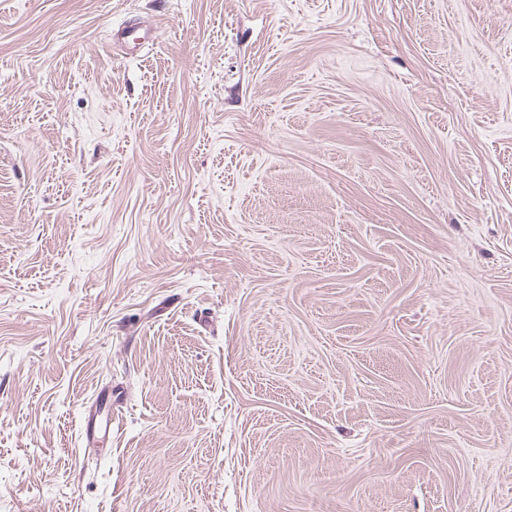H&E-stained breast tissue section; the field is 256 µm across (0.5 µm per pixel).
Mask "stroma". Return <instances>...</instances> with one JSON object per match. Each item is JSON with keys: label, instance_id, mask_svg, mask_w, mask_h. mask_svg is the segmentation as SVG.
<instances>
[{"label": "stroma", "instance_id": "stroma-1", "mask_svg": "<svg viewBox=\"0 0 512 512\" xmlns=\"http://www.w3.org/2000/svg\"><path fill=\"white\" fill-rule=\"evenodd\" d=\"M0 512H512V0H0ZM105 416L104 420L99 418ZM81 439L83 447L91 448L98 443L99 435H112V409L104 413V407H98L96 404L86 407L81 414Z\"/></svg>", "mask_w": 512, "mask_h": 512}]
</instances>
